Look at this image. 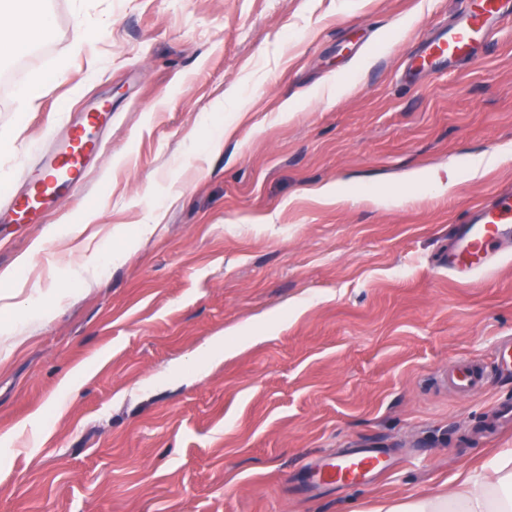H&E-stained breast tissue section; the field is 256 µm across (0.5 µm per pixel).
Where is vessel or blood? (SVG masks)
Returning a JSON list of instances; mask_svg holds the SVG:
<instances>
[{
	"label": "vessel or blood",
	"instance_id": "1",
	"mask_svg": "<svg viewBox=\"0 0 512 512\" xmlns=\"http://www.w3.org/2000/svg\"><path fill=\"white\" fill-rule=\"evenodd\" d=\"M452 22L439 24L426 36L406 66L411 71L438 73L479 59L505 23L512 21V0H456ZM112 122L109 105L100 103L69 119L63 140L42 149L26 167V192L0 205L1 224H38L47 209L59 205L66 194L85 181L101 146L98 133ZM512 236V193L494 198L476 209L462 224L454 248L448 253L449 275L471 281L496 264L495 244ZM481 367L453 364L448 383L468 395L484 389ZM389 466L378 448H354L341 455H324L306 468L309 487L357 486Z\"/></svg>",
	"mask_w": 512,
	"mask_h": 512
}]
</instances>
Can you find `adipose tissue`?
<instances>
[{
  "label": "adipose tissue",
  "instance_id": "ef3b65f1",
  "mask_svg": "<svg viewBox=\"0 0 512 512\" xmlns=\"http://www.w3.org/2000/svg\"><path fill=\"white\" fill-rule=\"evenodd\" d=\"M52 28L49 13L35 8L33 0H0V52L16 53L40 45ZM27 262L0 274V311L28 309V318L16 321L0 347L13 351L21 335L35 330L50 314L49 302L66 294L53 287L37 297L19 300L14 287ZM373 512H512V449L500 452L482 473L463 477L455 490L435 496H418L385 502Z\"/></svg>",
  "mask_w": 512,
  "mask_h": 512
}]
</instances>
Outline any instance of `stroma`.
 Listing matches in <instances>:
<instances>
[{
	"label": "stroma",
	"instance_id": "35a3bbf8",
	"mask_svg": "<svg viewBox=\"0 0 512 512\" xmlns=\"http://www.w3.org/2000/svg\"><path fill=\"white\" fill-rule=\"evenodd\" d=\"M46 7V47L0 58V205L68 114L107 100L112 127L86 189L44 223L0 224V273L30 260L23 296L69 289L0 351V434L17 432L0 512H364L452 490L512 448V376L494 372L512 242L481 284L443 264L472 207L512 187V154L444 193L416 184L512 151V26L476 62L406 82L405 54L455 0ZM35 80L41 98L19 111ZM327 185L342 199L321 198ZM114 250L83 285L81 264ZM225 334L246 341L185 372ZM457 359L489 385L450 390ZM85 364L92 377L53 410ZM356 446L389 449L391 470L304 493L309 460ZM88 377L89 367L77 366L72 368L59 382L58 403L61 404Z\"/></svg>",
	"mask_w": 512,
	"mask_h": 512
}]
</instances>
